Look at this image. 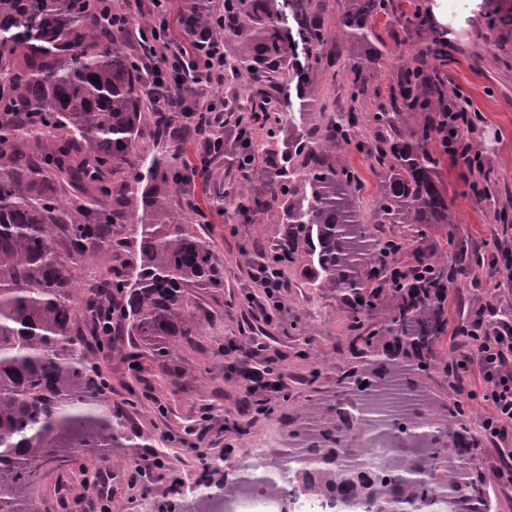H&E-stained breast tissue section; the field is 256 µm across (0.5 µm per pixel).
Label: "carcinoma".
<instances>
[{
  "label": "carcinoma",
  "instance_id": "1",
  "mask_svg": "<svg viewBox=\"0 0 512 512\" xmlns=\"http://www.w3.org/2000/svg\"><path fill=\"white\" fill-rule=\"evenodd\" d=\"M326 0H224V40L256 31L263 53H224V84L248 77L259 83L250 114H263V139L246 136L248 154L257 143L265 180L238 208L254 224L273 209L282 212L278 243L252 245V264L288 285L298 268L344 305L349 350L361 356L350 379L339 381L351 400L366 388L395 387L429 400L394 424L399 432L421 430L429 447L399 456L393 470L375 472L372 449L335 397L316 398L292 423L288 444L300 441L320 466L304 462L302 492L338 503L377 505L383 512H432L438 485L452 488L446 512H492L493 477L477 467L480 437L471 430V409L450 396L439 400L424 379L448 377V293L458 279H478L494 251L460 240L448 218V197L438 172L454 142L444 138L440 107L448 79L426 59L448 61V43L419 4L411 13L402 0H349L333 24L323 17ZM211 0H185L180 14L186 34L215 23ZM406 30L432 32L431 40L398 66L397 85L365 116L367 98L383 54L361 56L352 46L371 41L379 17ZM512 23V3L498 0L487 25ZM149 41L112 27L108 11L93 0H0V512H40L31 497L41 471L73 462L75 449L91 448L104 461L106 448H128L121 418L139 402L107 404L108 388L92 366L79 325L90 321L100 350L129 340L152 346L165 369L170 348L163 336H195L200 290H224V263L197 227L205 213L190 199L182 214L153 224L129 209L131 180L146 168L176 187L191 179L179 163L149 153L145 139L165 136L181 107L149 111L144 71ZM303 50L305 63L295 59ZM349 75L350 110L319 108L321 120L301 130L280 155L269 148L285 125L305 123L295 111L291 87L301 90L309 74ZM403 112H436L405 127ZM374 128V138L362 129ZM349 146L371 160L382 180L368 214L357 202L361 179L329 152ZM83 221H73V212ZM135 223V247L116 226ZM404 224L409 234L384 233ZM445 227L442 238L433 229ZM414 245L415 263L397 256ZM99 251L112 253V276L99 293L79 294L74 265ZM490 331L512 321V310L488 307L477 315ZM456 463L444 474V457ZM131 467L143 477L146 496L167 471Z\"/></svg>",
  "mask_w": 512,
  "mask_h": 512
}]
</instances>
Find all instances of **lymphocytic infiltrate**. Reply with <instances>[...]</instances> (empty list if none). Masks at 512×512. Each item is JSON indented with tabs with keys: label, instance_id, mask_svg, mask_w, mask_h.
Masks as SVG:
<instances>
[{
	"label": "lymphocytic infiltrate",
	"instance_id": "1",
	"mask_svg": "<svg viewBox=\"0 0 512 512\" xmlns=\"http://www.w3.org/2000/svg\"><path fill=\"white\" fill-rule=\"evenodd\" d=\"M160 0H131L124 17L146 18L157 35L155 63L150 69L151 104L169 106L185 80H192L198 91L177 133L197 146L201 163L224 148L219 132L224 128V100L214 94L224 85V35L218 29L201 31L192 49L177 46L165 36V17L158 9ZM471 347L461 354L458 364H477L485 381L483 400L490 413L481 423L486 438L492 443L512 439V324L470 339Z\"/></svg>",
	"mask_w": 512,
	"mask_h": 512
}]
</instances>
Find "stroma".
Returning a JSON list of instances; mask_svg holds the SVG:
<instances>
[{
	"instance_id": "obj_1",
	"label": "stroma",
	"mask_w": 512,
	"mask_h": 512,
	"mask_svg": "<svg viewBox=\"0 0 512 512\" xmlns=\"http://www.w3.org/2000/svg\"><path fill=\"white\" fill-rule=\"evenodd\" d=\"M430 7L435 23L446 31L450 56L443 71L449 91H461L472 108L481 112L483 122L472 135V143L482 153L484 173L475 182L465 181V165L445 156L440 176L448 195V208L458 236L480 244L495 240L498 261L486 268L478 280L460 281L450 289L448 307L451 315L475 314L494 303L512 307V291L496 290L497 282L507 277L512 264V232L495 239L491 228L501 211L512 213V26L488 29L484 0H419ZM375 30L386 43L388 54L381 61V77L390 81L397 71L399 58L411 57L417 44L428 40V33H413L388 18H379ZM235 133L226 135V152L206 167L197 188L202 192V208L207 215L203 236L212 240L224 262V292L203 294L197 310L199 333L192 338L176 336L168 344L172 355L166 369H159L148 346H140L143 370L132 379L128 369L129 347L118 346L95 357L99 371L107 379L109 400L121 401L135 396L138 410L128 412L122 431L130 438L153 437L152 447L172 464L171 478L182 483L180 505H187L201 482L219 494L224 477L235 475L238 451L252 443L283 444L289 425L313 399L335 392L339 401L348 394L337 382L357 364L348 350L349 338L335 293L318 288L303 278L299 270L288 274L286 307L279 322L266 323L256 309L243 305L244 294L254 291L252 268L239 247L256 238L266 244L277 243L281 233L279 212H272L265 223L248 224L236 204L248 196L257 175L240 168ZM253 327L254 339L244 342L238 334L242 322ZM316 336L311 356L303 360L302 328ZM244 344V361L220 357V348L231 343ZM213 371L206 378L198 372L204 366ZM269 367L273 375L284 376L290 388V400L281 403L268 389L248 391L246 369ZM319 369L316 383H308L311 369ZM178 386H171V377ZM274 406L272 415H257L249 425L248 436L237 431L238 410L244 401ZM195 430L199 437L198 453H190L162 443L172 432ZM207 457L212 467L202 472L200 457ZM109 476L110 493L104 498V512H157L170 501L169 480L154 484L149 496H142L138 486L129 481L130 471L99 461L82 452L75 463L45 471L33 493L41 502V512H86L83 496L96 477Z\"/></svg>"
}]
</instances>
